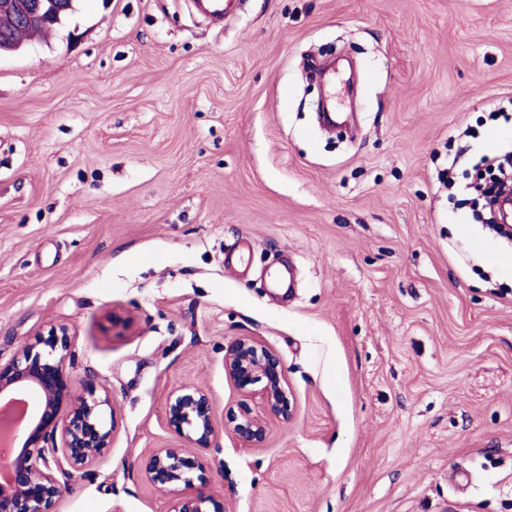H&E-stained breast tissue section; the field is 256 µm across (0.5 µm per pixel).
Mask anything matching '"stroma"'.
<instances>
[{
    "mask_svg": "<svg viewBox=\"0 0 512 512\" xmlns=\"http://www.w3.org/2000/svg\"><path fill=\"white\" fill-rule=\"evenodd\" d=\"M337 57L354 81L308 79ZM511 100L512 0H238L220 25L78 0L0 55V358L67 325L74 394L117 420L55 512H174L139 464L193 384L216 422L266 418L206 455L226 512H512V243L434 178L512 147V109L487 118ZM240 336L283 360L290 420L225 376ZM224 431L244 447H257L265 440L266 422L244 411L239 415H229L224 422Z\"/></svg>",
    "mask_w": 512,
    "mask_h": 512,
    "instance_id": "1",
    "label": "stroma"
}]
</instances>
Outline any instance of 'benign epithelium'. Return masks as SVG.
<instances>
[{"label": "benign epithelium", "instance_id": "benign-epithelium-1", "mask_svg": "<svg viewBox=\"0 0 512 512\" xmlns=\"http://www.w3.org/2000/svg\"><path fill=\"white\" fill-rule=\"evenodd\" d=\"M71 0H0V16L15 24L38 27L69 10ZM66 327H52L47 335L20 345L5 362L0 361V400L28 391L39 405L32 420L20 425L9 449L10 480L0 483V512H53L69 490L74 473L96 477L98 458L111 447L116 428L109 393L89 388L75 395L66 370L70 361ZM224 373L239 389L259 386L268 412L287 420L292 414L287 369L276 351L242 336L224 346ZM212 396L202 387L188 385L171 396L166 407L176 440L151 452L141 469L157 491L176 499L175 512H226L224 504L194 487L192 472L203 470V460L187 456L182 442L222 452L220 432L231 434L244 447H257L266 437V422L243 412L231 414L224 429L215 424ZM68 414L60 418L62 407Z\"/></svg>", "mask_w": 512, "mask_h": 512}]
</instances>
